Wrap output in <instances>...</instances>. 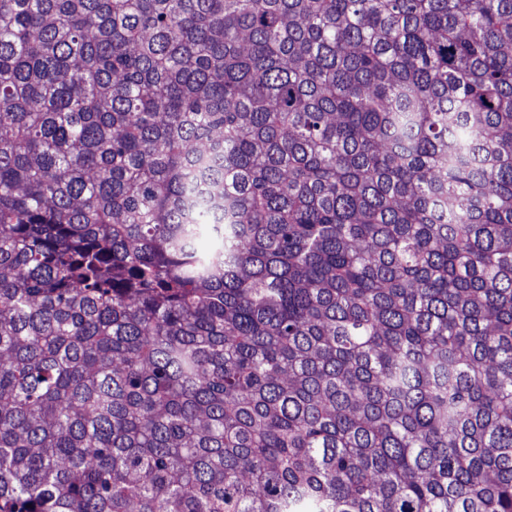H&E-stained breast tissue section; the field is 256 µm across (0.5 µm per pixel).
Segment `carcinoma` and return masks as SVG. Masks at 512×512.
<instances>
[{"label":"carcinoma","instance_id":"obj_1","mask_svg":"<svg viewBox=\"0 0 512 512\" xmlns=\"http://www.w3.org/2000/svg\"><path fill=\"white\" fill-rule=\"evenodd\" d=\"M0 512H512V0H0Z\"/></svg>","mask_w":512,"mask_h":512}]
</instances>
